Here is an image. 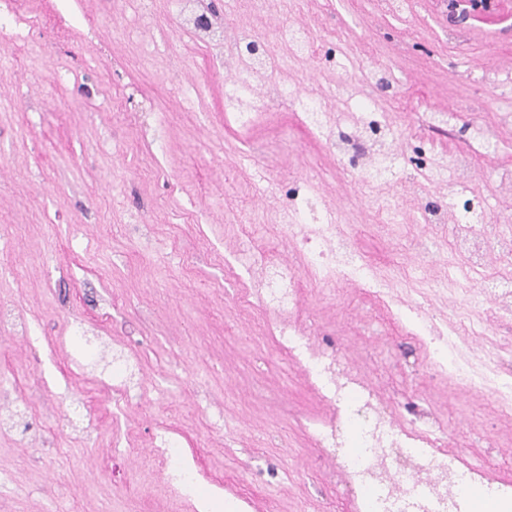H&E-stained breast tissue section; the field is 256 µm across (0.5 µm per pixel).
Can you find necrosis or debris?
I'll return each mask as SVG.
<instances>
[{
	"instance_id": "1",
	"label": "necrosis or debris",
	"mask_w": 512,
	"mask_h": 512,
	"mask_svg": "<svg viewBox=\"0 0 512 512\" xmlns=\"http://www.w3.org/2000/svg\"><path fill=\"white\" fill-rule=\"evenodd\" d=\"M39 0H0V38L11 54L27 50L39 18ZM178 29L195 42L210 47L213 63L227 69L224 82V120L240 130L255 126L260 115L280 104L292 105L303 127L316 137L337 160L346 162L347 173L358 183H381L395 187L401 170L403 146L410 129L398 127L381 99L373 97L387 69L365 63L347 69L330 60L337 89L350 116L348 124L332 122L330 108L320 96L304 93L295 77L278 64L272 53L243 54L247 43L287 45L292 57L311 54L308 27L280 23L269 34L227 28L213 15L209 0H171ZM272 194L288 200V219L282 229L300 255L299 266H291L275 255H262L257 295L270 311L267 334L277 349L295 365L330 410L329 419L307 427L308 438L319 447L335 443L339 421L352 427L366 455L346 465L347 478L360 498L363 512H448L461 495L459 480L462 458L438 434L431 413H417L415 420L402 422L380 409L373 387L351 364L337 355L334 344L316 341L297 318L301 300L298 282L308 275L322 285H357L378 298L389 297V283L372 268L347 239L340 215L323 203L314 184L307 180L292 187L268 183ZM455 244L469 264L484 266L496 255L512 253V235L467 216L458 226ZM459 306L451 325L439 327L425 319L420 309L407 304L403 314L412 316L424 335L433 337L444 349L456 376L474 391L489 392L501 411H512V374L502 368H480L464 359L454 343L461 331L477 332L473 315L476 306L491 299L499 312L512 314V287L496 282L475 290L458 282Z\"/></svg>"
}]
</instances>
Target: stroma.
<instances>
[{
    "label": "stroma",
    "mask_w": 512,
    "mask_h": 512,
    "mask_svg": "<svg viewBox=\"0 0 512 512\" xmlns=\"http://www.w3.org/2000/svg\"><path fill=\"white\" fill-rule=\"evenodd\" d=\"M81 2L88 20L77 31L42 9L32 50L0 66V306L30 325H0V388L12 406L0 414V512H184L154 463L164 434L193 457L203 489L236 494L243 512H352L331 458L299 427L328 408L259 335L269 318L262 305L241 307L247 276L227 275L218 260L263 250L298 261L273 219L282 197L255 187L237 152L280 184L322 181L351 243L393 278L395 302L439 321L453 318V292L427 291L407 274L467 268L453 224L380 222L382 191L346 177L290 106L273 107L246 134L225 125L227 73L179 33L170 0H152L136 25L166 54L163 74L149 63L113 72V60L133 55L117 35L132 13L119 0ZM216 2L225 24L260 35L281 20L312 24L315 48L336 37L349 65L369 47L393 70L401 97L389 109L399 125L453 113L441 158L476 149L463 126L487 128L500 147L478 160L476 190L487 223L512 227V195L497 190L512 176V0L463 24L448 0L400 17L372 0H276L264 14ZM61 65L71 81H56ZM188 82L205 85L204 111L172 97ZM156 126L163 173L145 177L124 149L145 144ZM301 297L312 335L334 340L394 410L428 407L469 466L512 479V418L456 384L385 302L308 279ZM479 313L483 333L458 337L462 355L512 359V317L487 305ZM117 362L121 396L112 391Z\"/></svg>",
    "instance_id": "1"
}]
</instances>
